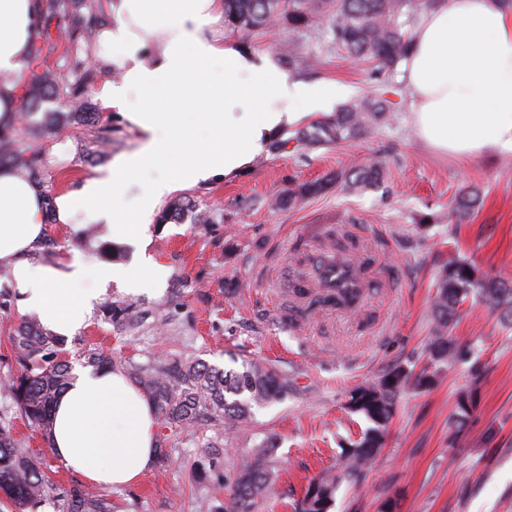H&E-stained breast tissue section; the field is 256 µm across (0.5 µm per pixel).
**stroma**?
Segmentation results:
<instances>
[{
    "mask_svg": "<svg viewBox=\"0 0 512 512\" xmlns=\"http://www.w3.org/2000/svg\"><path fill=\"white\" fill-rule=\"evenodd\" d=\"M246 42L277 59L283 47L297 49L308 59L294 69L300 79L347 86L353 100L386 99L391 116L338 147L299 145L296 127H289L281 150L256 158L245 175L184 188L161 203L160 212L175 217L154 222L148 252L166 270L163 295L112 289L106 303L137 306L146 313L143 326L118 329L97 307L90 325L67 341V356L76 362L96 347L137 362L189 355L227 371L256 365L286 379L288 390L252 405L246 420L225 423L219 481L200 480L195 471L213 430L175 429L168 433L174 462L153 466L136 485L105 489L114 512H198L199 498L227 496L250 449L267 439L275 445L272 479L258 512H295L308 483L335 466L368 426L348 411L349 390L393 365L422 361L434 328L431 301L449 255L512 278V153L461 161L428 149L411 127L401 67L381 70L341 55L328 19L305 31L278 23ZM42 47L40 60L26 62L22 84L47 68L68 76L67 40L54 37ZM60 109L55 100L38 112H19L10 134L20 148L41 153L43 185L52 195L75 188L137 140L136 131L106 112L89 127L44 131L47 113ZM374 158L387 167L379 187L334 188L294 208L277 204L300 183ZM465 189L478 192L480 205L450 222L448 211ZM309 224L354 225L379 252L377 275L394 277V286L370 289L359 313L287 305L273 283L296 270L286 241ZM46 237L33 261L62 259L72 241L91 264L131 257L129 247L112 245L102 224L82 225L75 239L51 220ZM453 334L469 358L440 370L429 390L402 392L380 454L358 480L340 485L331 512H382L389 499L399 500V512H512V325L476 302ZM470 387L476 409L456 442L450 426L457 394ZM13 433L53 483L35 512H57L62 489L80 485V477L22 419Z\"/></svg>",
    "mask_w": 512,
    "mask_h": 512,
    "instance_id": "35a3bbf8",
    "label": "stroma"
}]
</instances>
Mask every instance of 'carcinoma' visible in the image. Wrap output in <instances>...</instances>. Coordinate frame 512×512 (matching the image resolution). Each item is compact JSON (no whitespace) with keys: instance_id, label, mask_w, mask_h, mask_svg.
Listing matches in <instances>:
<instances>
[{"instance_id":"1","label":"carcinoma","mask_w":512,"mask_h":512,"mask_svg":"<svg viewBox=\"0 0 512 512\" xmlns=\"http://www.w3.org/2000/svg\"><path fill=\"white\" fill-rule=\"evenodd\" d=\"M438 0H224L227 30L247 36L276 22L294 29H307L322 15L332 20L336 49L350 57L370 60L385 69L394 68L406 58L410 37L401 31L398 19L417 16L435 6ZM44 37L50 27L62 31L74 49L71 70L78 74L83 61L79 52L89 51L97 38L98 17L95 0H41ZM82 79L63 84L57 73L48 70L36 77L24 98L26 109L34 112L54 95L64 98L73 123L89 120L82 111ZM389 105L375 98H360L339 109L333 119L319 121L298 133V141L307 146L340 145L367 136L376 121L386 117ZM23 167L29 177L40 180L43 159L37 153L18 149L7 136L0 137V163ZM386 169L378 160L354 163L346 170L320 180L305 182L288 190L279 205L292 207L322 194L333 186L352 191L379 186ZM477 203V194L461 192L451 214L460 219ZM480 298L492 312L512 323V280L489 277L477 266L457 256L448 258L441 270L433 299L437 325L427 345V359L419 368L396 366L376 381L357 386L349 392L347 408L363 415L373 426L342 449L335 470L311 480L297 512H329L341 481L357 478L378 456L384 433L394 417L399 395L409 386L426 390L434 383L438 370L461 359V350L452 336L454 323L464 314L470 297ZM110 320L123 327L141 322L139 312L130 306L108 307ZM17 374L6 386L9 399L20 411L29 428L50 438L53 405L65 390L72 365L64 357L65 340L46 331L37 315L22 320L9 337ZM86 363L95 367H114L117 360L110 353L96 349L84 354ZM129 378L154 404L167 428H182L197 422L216 427L227 419L248 416L251 403H264L288 389V381L253 366L242 372L224 369L191 358L153 357L145 362L123 363ZM224 434L219 431L208 440L196 466L201 470L220 467L224 458ZM271 441L251 449V459L239 470L229 497L216 512H254L271 479ZM50 486L49 477L27 451L17 446L12 421L0 419V493L14 506L15 512H29L40 503ZM59 512H112V503L102 495L82 488L62 493Z\"/></svg>"}]
</instances>
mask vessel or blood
Returning <instances> with one entry per match:
<instances>
[{"label": "vessel or blood", "instance_id": "b4317fda", "mask_svg": "<svg viewBox=\"0 0 512 512\" xmlns=\"http://www.w3.org/2000/svg\"><path fill=\"white\" fill-rule=\"evenodd\" d=\"M376 267V256L362 248L339 249L329 231H322L303 257V269L287 283L290 303L321 299L327 305L362 310V300Z\"/></svg>", "mask_w": 512, "mask_h": 512}]
</instances>
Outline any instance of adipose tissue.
<instances>
[{
	"instance_id": "obj_1",
	"label": "adipose tissue",
	"mask_w": 512,
	"mask_h": 512,
	"mask_svg": "<svg viewBox=\"0 0 512 512\" xmlns=\"http://www.w3.org/2000/svg\"><path fill=\"white\" fill-rule=\"evenodd\" d=\"M96 59L119 74L97 91L138 134L77 188L48 198L11 165L0 166V267L18 307L52 333L86 329L112 287L161 295L165 271L148 254L151 226L173 192L246 172L289 126L327 111L346 93L296 79L269 54L224 36V0H108ZM39 0H0V131L15 124L20 75L30 56ZM404 61L417 137L463 161L512 152V8L498 0H442L425 12ZM155 178L141 181L144 171ZM135 195V212L121 202ZM58 223L78 215L133 247L126 264L90 266L78 247L65 261L31 258L46 234L45 202ZM52 412L51 448L86 483L123 487L154 461L156 410L120 369L75 366Z\"/></svg>"
}]
</instances>
